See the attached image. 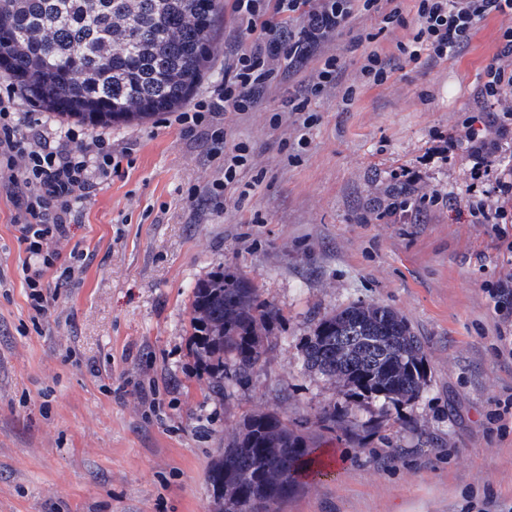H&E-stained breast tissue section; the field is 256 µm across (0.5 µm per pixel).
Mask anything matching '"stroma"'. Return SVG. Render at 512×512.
I'll list each match as a JSON object with an SVG mask.
<instances>
[{"instance_id": "1", "label": "stroma", "mask_w": 512, "mask_h": 512, "mask_svg": "<svg viewBox=\"0 0 512 512\" xmlns=\"http://www.w3.org/2000/svg\"><path fill=\"white\" fill-rule=\"evenodd\" d=\"M372 15L332 39L351 103L336 90L311 98V123L288 119L295 81L274 82L253 112L227 113L228 143L251 161L230 199L203 187L222 166L170 112L84 135L109 138L119 173L82 204L73 244L89 255L55 286L51 316L33 325L0 186V512H214L205 473L243 414L269 411L319 435L325 476L281 512H481L512 506V359L494 310L503 247L459 212L490 180L448 136L470 117L475 88L512 17L481 21L452 59L360 81L371 50L396 55ZM374 41H366V34ZM245 24L221 8L212 65L193 93L221 84ZM443 194L405 219L382 216L402 170ZM253 278L280 309L266 365L248 385L216 395L189 352L194 285L218 271ZM381 304L420 337L427 385L409 401L364 400L303 365L316 320L352 304ZM154 389L141 407L138 388ZM351 414L357 435L323 420Z\"/></svg>"}]
</instances>
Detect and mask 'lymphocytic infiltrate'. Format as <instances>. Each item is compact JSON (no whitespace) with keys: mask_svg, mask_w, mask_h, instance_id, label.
Listing matches in <instances>:
<instances>
[{"mask_svg":"<svg viewBox=\"0 0 512 512\" xmlns=\"http://www.w3.org/2000/svg\"><path fill=\"white\" fill-rule=\"evenodd\" d=\"M404 0H229L231 12L246 24L250 44H238L224 81L191 109L179 113L175 121L187 134L199 133L211 143L213 154L224 157L221 177L208 181L209 195H224L238 169L248 161L244 143L227 144L216 121L222 113L245 114L256 110L277 73L269 60L285 51L288 69L300 75L301 102L290 114L297 130L310 125L305 100L327 88L343 87L344 102H351L354 87L343 86L345 73L341 54L323 55L330 38L350 30L369 14L378 13L387 28L401 25ZM416 27L407 40L396 43L405 64L421 60L443 61L455 56L475 24L489 14L512 16V0H413ZM499 55L486 66L476 91L481 112L512 113V27L503 34ZM312 64L308 76H301L303 65ZM22 120L13 109L12 95H0V185L7 188L14 202L13 226L24 258L18 275L26 288L33 322L46 320L53 297L44 282L46 272L60 267L58 285L74 276L64 249L71 239V226L81 216V205L112 175L119 164L106 138L89 139L67 129L47 137L37 128L22 131ZM507 130L497 121H479L462 127L457 142L477 164L495 168L497 160L491 145L505 139ZM492 200L469 206L471 216L483 223L500 221L498 239H505L504 222L512 218V182L497 181Z\"/></svg>","mask_w":512,"mask_h":512,"instance_id":"1","label":"lymphocytic infiltrate"}]
</instances>
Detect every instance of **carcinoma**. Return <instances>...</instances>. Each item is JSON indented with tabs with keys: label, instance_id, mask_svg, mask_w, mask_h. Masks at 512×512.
<instances>
[{
	"label": "carcinoma",
	"instance_id": "obj_1",
	"mask_svg": "<svg viewBox=\"0 0 512 512\" xmlns=\"http://www.w3.org/2000/svg\"><path fill=\"white\" fill-rule=\"evenodd\" d=\"M219 0H0V71L35 104L92 125L144 120L188 100L211 59ZM280 311L242 275H213L192 291V351L213 393L249 381L271 350ZM382 337L386 362L336 358L321 336ZM304 363L358 396L415 398L427 382L425 354L407 320L378 304H352L318 319ZM317 444L274 412H253L224 437L207 472L216 512H280L284 500L318 475Z\"/></svg>",
	"mask_w": 512,
	"mask_h": 512
}]
</instances>
